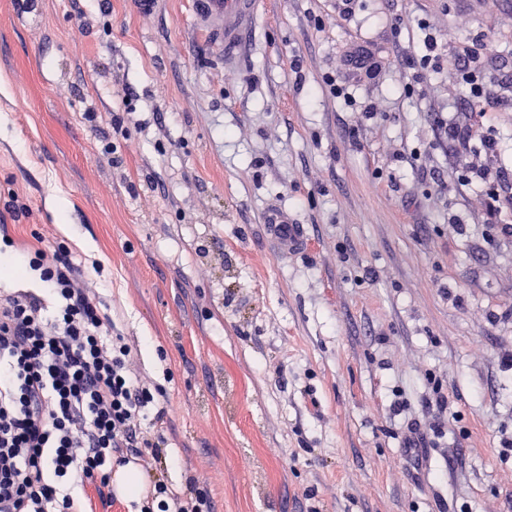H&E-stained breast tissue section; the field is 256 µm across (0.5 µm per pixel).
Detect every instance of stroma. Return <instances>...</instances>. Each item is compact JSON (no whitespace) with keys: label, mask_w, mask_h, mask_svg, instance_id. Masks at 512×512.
I'll use <instances>...</instances> for the list:
<instances>
[{"label":"stroma","mask_w":512,"mask_h":512,"mask_svg":"<svg viewBox=\"0 0 512 512\" xmlns=\"http://www.w3.org/2000/svg\"><path fill=\"white\" fill-rule=\"evenodd\" d=\"M192 4L0 0L14 253L82 260L168 391L169 483L213 512H512V236L459 179L480 140L438 127L469 88L418 64L428 32L495 43L483 132L512 182V0H264L233 71ZM356 43L379 73L334 98ZM271 203L305 250L269 252Z\"/></svg>","instance_id":"obj_1"}]
</instances>
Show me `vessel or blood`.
I'll list each match as a JSON object with an SVG mask.
<instances>
[{
	"label": "vessel or blood",
	"mask_w": 512,
	"mask_h": 512,
	"mask_svg": "<svg viewBox=\"0 0 512 512\" xmlns=\"http://www.w3.org/2000/svg\"><path fill=\"white\" fill-rule=\"evenodd\" d=\"M194 6L207 33L223 47L225 68H235L256 33L260 0H194ZM264 222L276 253L288 255L305 247L299 226L289 222L286 210H269Z\"/></svg>",
	"instance_id": "obj_1"
}]
</instances>
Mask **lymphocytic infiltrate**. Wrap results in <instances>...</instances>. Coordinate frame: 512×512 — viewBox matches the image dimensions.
I'll return each mask as SVG.
<instances>
[{"mask_svg": "<svg viewBox=\"0 0 512 512\" xmlns=\"http://www.w3.org/2000/svg\"><path fill=\"white\" fill-rule=\"evenodd\" d=\"M424 47V66L451 63L453 79L469 85L481 112L494 107L477 66L496 56L492 41L480 52L450 56L428 34ZM441 128L452 138L481 139L480 162L463 167L511 214L512 187L502 186L494 142L478 126L446 121ZM20 263L38 274L46 293H0V512H81L66 484L108 489L113 467L132 460L153 471L167 468V390L141 374L131 345L64 245L26 252ZM140 501V512H211L203 488L178 494L161 479Z\"/></svg>", "mask_w": 512, "mask_h": 512, "instance_id": "f902f5d3", "label": "lymphocytic infiltrate"}]
</instances>
